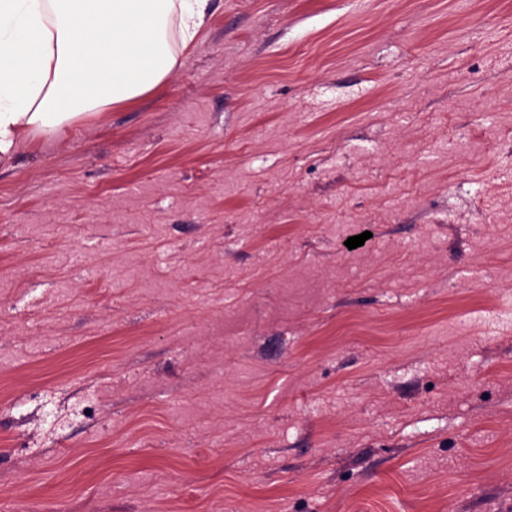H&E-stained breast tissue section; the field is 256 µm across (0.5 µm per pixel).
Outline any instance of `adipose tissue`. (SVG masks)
I'll return each instance as SVG.
<instances>
[{
	"instance_id": "ef3b65f1",
	"label": "adipose tissue",
	"mask_w": 512,
	"mask_h": 512,
	"mask_svg": "<svg viewBox=\"0 0 512 512\" xmlns=\"http://www.w3.org/2000/svg\"><path fill=\"white\" fill-rule=\"evenodd\" d=\"M210 0H0V163L22 138H53L95 107L160 85Z\"/></svg>"
}]
</instances>
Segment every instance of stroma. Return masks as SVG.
Returning a JSON list of instances; mask_svg holds the SVG:
<instances>
[{
    "mask_svg": "<svg viewBox=\"0 0 512 512\" xmlns=\"http://www.w3.org/2000/svg\"><path fill=\"white\" fill-rule=\"evenodd\" d=\"M170 42L0 166V512H512V0Z\"/></svg>",
    "mask_w": 512,
    "mask_h": 512,
    "instance_id": "1",
    "label": "stroma"
}]
</instances>
